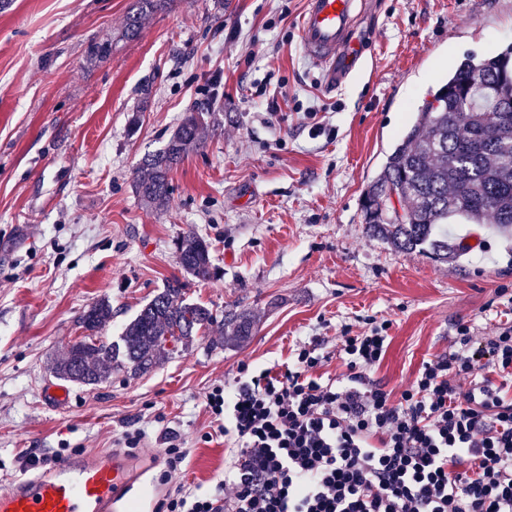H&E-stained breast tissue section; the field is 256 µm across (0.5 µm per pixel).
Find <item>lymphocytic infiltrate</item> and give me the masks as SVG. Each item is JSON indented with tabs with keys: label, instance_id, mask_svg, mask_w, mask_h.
<instances>
[{
	"label": "lymphocytic infiltrate",
	"instance_id": "f902f5d3",
	"mask_svg": "<svg viewBox=\"0 0 512 512\" xmlns=\"http://www.w3.org/2000/svg\"><path fill=\"white\" fill-rule=\"evenodd\" d=\"M390 322L343 337L324 377L321 338L282 364L241 367L206 409L232 460L213 493L184 483L187 448H163L157 512H512V322L485 340L461 324L400 395L372 379Z\"/></svg>",
	"mask_w": 512,
	"mask_h": 512
}]
</instances>
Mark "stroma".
<instances>
[{
  "label": "stroma",
  "mask_w": 512,
  "mask_h": 512,
  "mask_svg": "<svg viewBox=\"0 0 512 512\" xmlns=\"http://www.w3.org/2000/svg\"><path fill=\"white\" fill-rule=\"evenodd\" d=\"M135 2L0 9V490L25 477L23 450L91 453L141 428L154 448L176 435L188 485L207 493L231 455L209 433L205 396L240 365L284 362L317 336L336 378L342 336L387 320L372 376L398 393L459 324L481 337L512 321L511 239L459 220L475 247L437 262L371 237L361 218L429 91L464 56L512 44V0H377L361 25L365 61L333 90L298 44L306 0H169L139 39L118 40ZM452 15L474 23L449 26ZM107 38L111 55L88 61ZM211 105L217 121L171 171L168 206L144 205L132 187L140 159ZM191 229L210 245L211 280L179 264ZM175 276L191 301L252 311L256 335L215 348L216 328L149 373L95 386L54 376V359L85 336L83 310L109 301L101 338L116 341ZM60 384L70 402L47 404Z\"/></svg>",
  "instance_id": "35a3bbf8"
}]
</instances>
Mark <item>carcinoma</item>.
Returning a JSON list of instances; mask_svg holds the SVG:
<instances>
[{
	"mask_svg": "<svg viewBox=\"0 0 512 512\" xmlns=\"http://www.w3.org/2000/svg\"><path fill=\"white\" fill-rule=\"evenodd\" d=\"M138 4L125 17L122 40L138 39L146 18L167 0ZM430 96L369 186L362 213L371 236L400 252H423L446 261L448 255L469 249L463 242L449 243L440 230L451 218L472 224L490 220L497 232L512 234V45L496 54L466 56ZM204 125L203 113H189L163 148L141 159L134 181L141 201L158 209L168 205L169 173L187 150L201 144ZM391 187L399 195L400 219L386 209ZM178 250L187 274L199 280L215 276L210 245L195 231L183 236ZM111 316L109 302L99 300L83 311L78 323L98 336ZM215 326L236 344L256 331L251 312L226 310L220 316L188 301L185 284L174 277L126 326L121 343L76 342L53 369L60 378L83 385H97L114 373L138 376Z\"/></svg>",
	"mask_w": 512,
	"mask_h": 512,
	"instance_id": "cac0c4a2",
	"label": "carcinoma"
}]
</instances>
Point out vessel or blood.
Here are the masks:
<instances>
[{
    "mask_svg": "<svg viewBox=\"0 0 512 512\" xmlns=\"http://www.w3.org/2000/svg\"><path fill=\"white\" fill-rule=\"evenodd\" d=\"M360 7V0H307L298 42L328 87L345 83L362 62ZM146 470L143 459L115 450L75 456L0 490V512H112Z\"/></svg>",
    "mask_w": 512,
    "mask_h": 512,
    "instance_id": "b4317fda",
    "label": "vessel or blood"
}]
</instances>
